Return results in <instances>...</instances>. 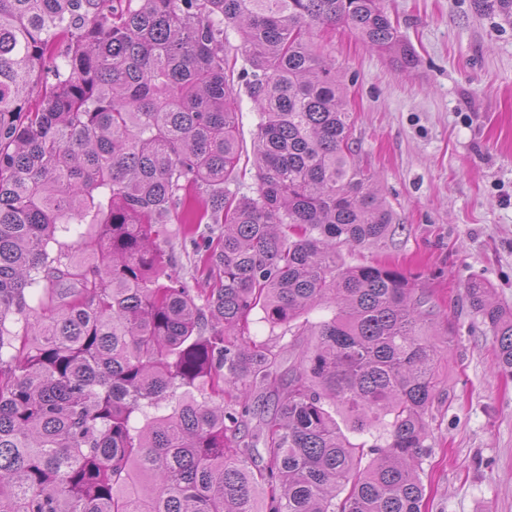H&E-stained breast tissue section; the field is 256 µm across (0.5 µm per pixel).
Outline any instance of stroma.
<instances>
[{
  "label": "stroma",
  "mask_w": 512,
  "mask_h": 512,
  "mask_svg": "<svg viewBox=\"0 0 512 512\" xmlns=\"http://www.w3.org/2000/svg\"><path fill=\"white\" fill-rule=\"evenodd\" d=\"M416 52L402 71L346 28L315 41L349 89L353 136L400 231L345 247L349 265L386 264L417 279L436 304L440 392L429 412L420 477L426 512H512V375L465 299L475 280L512 306V25L475 0H385ZM238 93L240 190L255 189L259 114Z\"/></svg>",
  "instance_id": "1"
}]
</instances>
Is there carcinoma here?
Wrapping results in <instances>:
<instances>
[{"mask_svg":"<svg viewBox=\"0 0 512 512\" xmlns=\"http://www.w3.org/2000/svg\"><path fill=\"white\" fill-rule=\"evenodd\" d=\"M338 25L415 66L384 0H0V512H422L438 349L411 278L340 262L397 226L310 39ZM466 302L512 374V308ZM226 43L225 51L229 57L230 63L236 59L234 69V87L238 93V125L240 131V160L238 171L241 175L240 192L250 193L256 188L255 168L253 166V140L257 131L259 114L254 103L248 96L245 86L238 78L239 72L245 65V55L241 48L238 35L230 28L224 33ZM159 246L170 260V269L185 277L192 285L194 278L200 279L201 274L196 271V257L189 240L176 236L168 241H161ZM262 317V313L257 311L252 316V324L250 325L251 337L256 342H277L278 346H282L283 344L288 342L289 336L286 335L283 339H278L280 336L282 329L275 328L274 330L270 329L269 325L265 322H260V318Z\"/></svg>","mask_w":512,"mask_h":512,"instance_id":"cac0c4a2","label":"carcinoma"}]
</instances>
